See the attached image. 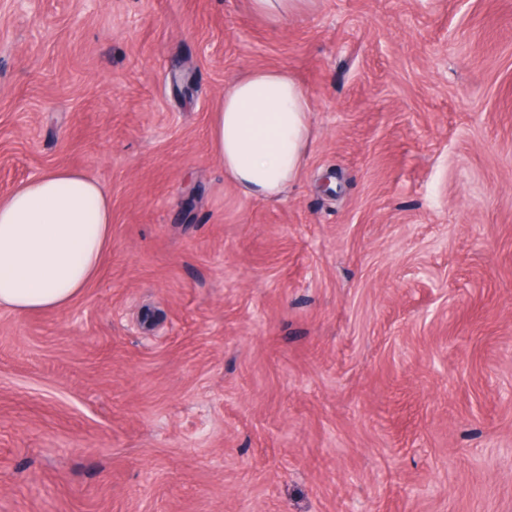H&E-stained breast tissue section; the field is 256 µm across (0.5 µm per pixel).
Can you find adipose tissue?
<instances>
[{
    "label": "adipose tissue",
    "mask_w": 512,
    "mask_h": 512,
    "mask_svg": "<svg viewBox=\"0 0 512 512\" xmlns=\"http://www.w3.org/2000/svg\"><path fill=\"white\" fill-rule=\"evenodd\" d=\"M312 102L283 67L246 71L212 114L211 147L244 195L276 200L301 178L313 141ZM112 246V197L56 167L0 197V308L57 311L80 298Z\"/></svg>",
    "instance_id": "1"
}]
</instances>
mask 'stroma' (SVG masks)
<instances>
[{
    "instance_id": "35a3bbf8",
    "label": "stroma",
    "mask_w": 512,
    "mask_h": 512,
    "mask_svg": "<svg viewBox=\"0 0 512 512\" xmlns=\"http://www.w3.org/2000/svg\"><path fill=\"white\" fill-rule=\"evenodd\" d=\"M265 66L275 201L209 136ZM59 166L112 247L0 309V512H512V0H0V197ZM309 1L311 0H251V5L256 13L273 22H280L305 9ZM312 102L283 67L251 68L212 113L211 147L246 196L277 200L301 178L313 141Z\"/></svg>"
}]
</instances>
